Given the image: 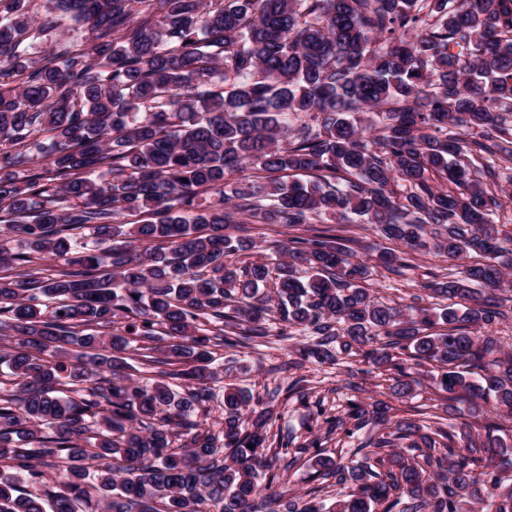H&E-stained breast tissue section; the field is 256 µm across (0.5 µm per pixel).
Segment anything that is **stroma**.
Segmentation results:
<instances>
[{"label": "stroma", "mask_w": 512, "mask_h": 512, "mask_svg": "<svg viewBox=\"0 0 512 512\" xmlns=\"http://www.w3.org/2000/svg\"><path fill=\"white\" fill-rule=\"evenodd\" d=\"M443 267L441 261L432 256L410 253L408 265L401 275L390 276L379 271L373 282L378 295L400 304H407L419 283L431 279L434 273ZM303 337L292 341L274 343L261 348L260 352L241 358L225 353L223 364L227 375L237 379L238 383L251 389L254 395L268 397L277 385H289L299 382L303 396H292L279 401L276 426L282 436L287 437L290 447L320 437L327 455L350 459L356 448L364 445L377 431L376 426L368 425L355 430L353 435H326L325 418L343 416L349 404L357 400V393L348 387L349 381H357L370 397H380L387 389L385 378L380 372L360 374L359 364L354 358H346L344 363L330 367L312 362L297 367L291 363L293 348L303 344Z\"/></svg>", "instance_id": "obj_1"}]
</instances>
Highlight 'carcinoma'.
<instances>
[{
	"label": "carcinoma",
	"mask_w": 512,
	"mask_h": 512,
	"mask_svg": "<svg viewBox=\"0 0 512 512\" xmlns=\"http://www.w3.org/2000/svg\"><path fill=\"white\" fill-rule=\"evenodd\" d=\"M511 165L512 0H0V512H260L305 455L354 487L268 512H512ZM327 220L396 247L372 264ZM243 224L278 225L275 256ZM411 251L481 261L371 295ZM295 333L298 363L358 353L397 399L429 381L446 421L359 400L328 432L376 422L364 460L272 446L278 393L216 350Z\"/></svg>",
	"instance_id": "1"
}]
</instances>
